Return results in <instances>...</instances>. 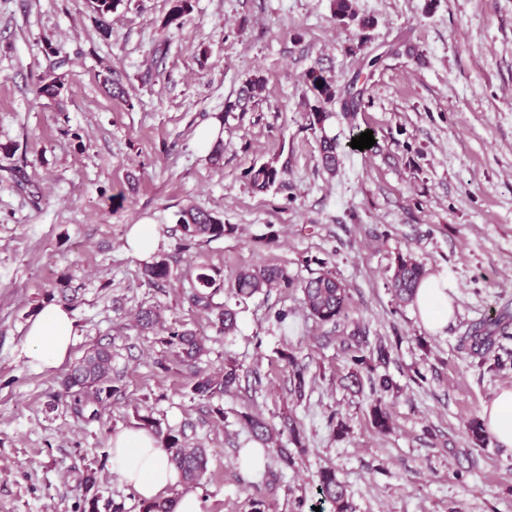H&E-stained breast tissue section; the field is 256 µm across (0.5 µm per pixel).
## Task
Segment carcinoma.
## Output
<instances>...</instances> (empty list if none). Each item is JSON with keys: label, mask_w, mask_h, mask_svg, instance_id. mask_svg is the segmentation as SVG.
<instances>
[{"label": "carcinoma", "mask_w": 512, "mask_h": 512, "mask_svg": "<svg viewBox=\"0 0 512 512\" xmlns=\"http://www.w3.org/2000/svg\"><path fill=\"white\" fill-rule=\"evenodd\" d=\"M121 0H92V7L97 13L100 28L109 34V16L117 9ZM172 5L162 29L172 26L180 27L183 18L189 14L191 0H171ZM335 16L340 21L358 20L363 29L374 25L370 17L357 18L352 10L351 0H334ZM316 104L306 113V126L310 130H318L320 137L321 158L328 170L336 171L337 148L336 138L325 134V125L332 118L329 107L340 105L341 111L349 116L355 114L363 103L364 89L356 88L358 78H353L344 86L336 84L335 79L326 75L321 68H311L307 73ZM322 86H317V83ZM64 88L63 76L49 69L41 76L37 87L40 96H57ZM262 90L259 79H250L244 84L238 98L225 106V111L233 112L243 108L242 101L254 97ZM283 170L274 163L266 162L259 166L252 165L246 171L250 189L255 194H266L281 180ZM177 223L182 227L184 240L188 243L198 238L219 239L234 230L212 213L190 208L178 213ZM149 282L158 284L166 282L171 270L165 259H159L146 267ZM424 275L423 267L409 256H398L391 279V288L403 302L413 300L419 280ZM199 288L191 295L194 306L215 313L214 325L220 334L233 331L237 325V312L229 305H213V297L219 291L216 279L206 273L197 275ZM228 288L236 299H247L271 288H298L303 295L304 308L310 318L321 324L339 327L345 324L349 309L350 296L346 286L334 275L323 272L316 277L301 282L288 274L281 266H264L262 268H241L228 280ZM162 342L174 349L182 362L192 366L203 352L202 339L190 329L170 327ZM508 322L499 315L480 321L469 328L461 337V345L469 347L471 352L480 356V364L488 361V353L492 346L501 339H509ZM350 363L353 365L352 377L360 383V374H374L379 364L390 358V348L380 345L376 351H367L360 345H349L345 349ZM239 380V366L232 360L224 364V370L214 375L194 373L193 393L201 400H210L217 395L231 391ZM65 397L71 411L78 418L93 421L100 417L104 405L118 392V378L113 375L112 352L106 347H94L86 352L70 367L64 381ZM242 427L255 442L274 453L277 461L286 468L295 465L292 452L277 445L279 433L274 431L264 420L252 414L240 415ZM144 425L151 428L162 448L167 452L170 462L180 474V482L185 485H197L207 469L205 449L189 447L178 435L162 430L152 420L144 419ZM83 495L79 503L80 512H100V496L98 495L95 473L89 471L82 479ZM318 495L320 503L330 505L331 512H352L345 487L336 479V473L330 469L321 471L319 475Z\"/></svg>", "instance_id": "cac0c4a2"}]
</instances>
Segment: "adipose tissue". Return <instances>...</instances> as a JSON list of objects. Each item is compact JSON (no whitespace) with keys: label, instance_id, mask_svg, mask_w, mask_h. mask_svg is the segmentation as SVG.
I'll use <instances>...</instances> for the list:
<instances>
[{"label":"adipose tissue","instance_id":"ef3b65f1","mask_svg":"<svg viewBox=\"0 0 512 512\" xmlns=\"http://www.w3.org/2000/svg\"><path fill=\"white\" fill-rule=\"evenodd\" d=\"M448 281L439 274L424 275L415 292L414 305L423 327L440 333L453 320V299ZM77 332L71 312L63 305L43 306L30 321L25 336V354L30 366L56 368L70 356ZM487 432L502 447L512 449V387H505L482 408ZM112 469L133 487L145 502L163 499L179 475L166 452L149 431L126 428L111 438Z\"/></svg>","mask_w":512,"mask_h":512}]
</instances>
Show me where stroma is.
<instances>
[{
    "mask_svg": "<svg viewBox=\"0 0 512 512\" xmlns=\"http://www.w3.org/2000/svg\"><path fill=\"white\" fill-rule=\"evenodd\" d=\"M192 5L165 30L170 0H122L106 36L90 0H0V512H76L89 469L102 503L141 512L112 469L109 441L145 415L206 448L204 512H250L255 492L271 512H310L326 468L353 512H512V450L471 433L483 403L512 386V342L492 349L498 371L460 345L471 324L512 318V0H354L375 20L367 30L336 19L333 0ZM376 55L378 67L365 68ZM53 67L65 76L60 97L37 96ZM313 67L366 89L355 118L336 116L322 133L304 120ZM109 68L128 100L105 92ZM252 78L261 95L248 111L225 112ZM216 120L215 165L194 143ZM354 126L372 131V150L352 149ZM324 134L339 143L332 175L320 161ZM271 160L281 183L253 193L245 171ZM191 206L233 232L183 248L176 215ZM143 219L157 226L169 282L149 283L144 261L125 250ZM401 254L447 278L457 310L442 333L391 292ZM260 265L299 281L332 272L351 296L348 327L306 318L298 289H274L240 302L236 331L217 335L190 300L198 270L223 281ZM62 287L76 297L72 359L111 346L120 378L91 423L59 398L66 367L37 370L24 353L29 320ZM146 307L205 337L195 368L160 334L135 328ZM282 309L284 326L274 319ZM351 337L368 350L390 345L378 371L397 393L351 385ZM228 359L240 367L232 392L195 397L193 371H220ZM378 402L391 417L384 433L371 420ZM244 413L276 427L294 419L305 451L293 467L272 458L259 477L241 473Z\"/></svg>",
    "mask_w": 512,
    "mask_h": 512,
    "instance_id": "stroma-1",
    "label": "stroma"
}]
</instances>
